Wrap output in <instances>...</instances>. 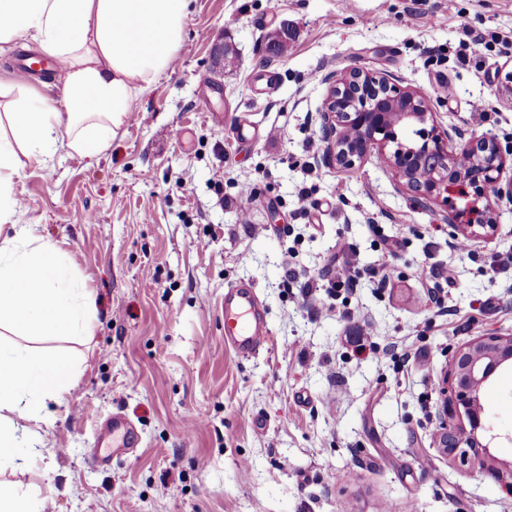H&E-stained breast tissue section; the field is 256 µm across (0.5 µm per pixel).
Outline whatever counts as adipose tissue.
<instances>
[{
  "instance_id": "ef3b65f1",
  "label": "adipose tissue",
  "mask_w": 512,
  "mask_h": 512,
  "mask_svg": "<svg viewBox=\"0 0 512 512\" xmlns=\"http://www.w3.org/2000/svg\"><path fill=\"white\" fill-rule=\"evenodd\" d=\"M188 0H0V54L18 39L54 60L61 100L27 81L0 78V331L85 338L93 309L63 254L19 223L15 178L23 163L48 166L59 146L99 157L132 104L174 60ZM69 353L0 342V467L26 471L37 456L29 422L46 401L74 390Z\"/></svg>"
}]
</instances>
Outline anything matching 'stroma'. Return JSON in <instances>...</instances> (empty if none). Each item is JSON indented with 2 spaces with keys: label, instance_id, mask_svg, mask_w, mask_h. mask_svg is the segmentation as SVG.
<instances>
[{
  "label": "stroma",
  "instance_id": "obj_1",
  "mask_svg": "<svg viewBox=\"0 0 512 512\" xmlns=\"http://www.w3.org/2000/svg\"><path fill=\"white\" fill-rule=\"evenodd\" d=\"M464 22L484 35L466 64ZM220 42L235 54L218 75ZM351 67L425 93L440 128L512 140V0H190L175 60L107 150L20 170V223L64 253L94 309L85 341L29 342L81 362L37 427L52 512H512L436 431L451 349L512 336V202L462 254L392 171L322 162L320 77ZM343 249L350 293L333 289ZM241 281L269 328L248 358L224 345V291ZM115 412L139 443L92 467Z\"/></svg>",
  "mask_w": 512,
  "mask_h": 512
}]
</instances>
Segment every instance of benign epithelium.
Returning a JSON list of instances; mask_svg holds the SVG:
<instances>
[{
    "label": "benign epithelium",
    "mask_w": 512,
    "mask_h": 512,
    "mask_svg": "<svg viewBox=\"0 0 512 512\" xmlns=\"http://www.w3.org/2000/svg\"><path fill=\"white\" fill-rule=\"evenodd\" d=\"M323 81L328 85L319 113L323 161L351 168L381 159L411 193L415 207L432 210L443 203V221L453 240L470 239L472 225L462 219H481L489 212V195H498L497 173L512 157V148L473 130L426 128L433 113L419 106L425 97L387 75L351 68L328 73ZM453 194L465 201L464 207L454 206ZM449 367V403L438 429L441 448L457 466L477 464L512 486V462L490 452V443L501 434L487 423L482 408L496 375L512 369V337H477L452 353Z\"/></svg>",
    "instance_id": "1"
}]
</instances>
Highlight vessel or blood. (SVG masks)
Listing matches in <instances>:
<instances>
[{"label":"vessel or blood","instance_id":"obj_1","mask_svg":"<svg viewBox=\"0 0 512 512\" xmlns=\"http://www.w3.org/2000/svg\"><path fill=\"white\" fill-rule=\"evenodd\" d=\"M269 328L252 286L229 287L224 294V344L236 355L255 354L266 343ZM137 443L134 424L116 413L100 429L98 447L131 448Z\"/></svg>","mask_w":512,"mask_h":512}]
</instances>
